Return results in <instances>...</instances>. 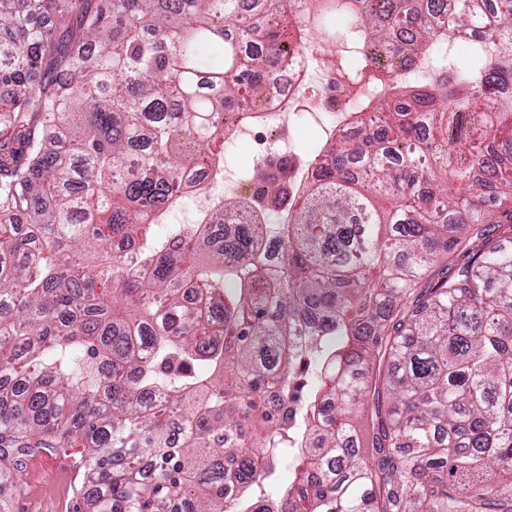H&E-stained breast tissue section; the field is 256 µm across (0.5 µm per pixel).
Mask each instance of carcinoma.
Segmentation results:
<instances>
[{
	"label": "carcinoma",
	"instance_id": "carcinoma-1",
	"mask_svg": "<svg viewBox=\"0 0 512 512\" xmlns=\"http://www.w3.org/2000/svg\"><path fill=\"white\" fill-rule=\"evenodd\" d=\"M487 2L345 9L416 56ZM240 21L237 0H0V512L69 448L90 512H512V210L484 227L512 198V136L485 145L512 130V44L450 50L428 86L348 70L364 111L302 195L282 170L274 273L248 225L224 231L242 195L174 225L178 251L154 230L189 164L224 170L216 116L288 65L268 26L226 39ZM478 107L482 138L431 176Z\"/></svg>",
	"mask_w": 512,
	"mask_h": 512
}]
</instances>
